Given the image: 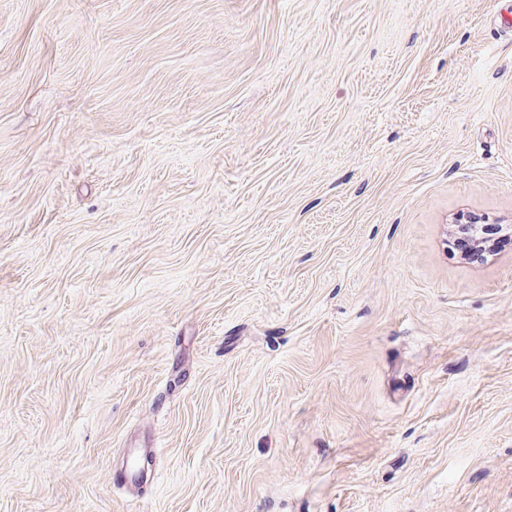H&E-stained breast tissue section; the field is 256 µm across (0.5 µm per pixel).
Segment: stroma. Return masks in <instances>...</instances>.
Here are the masks:
<instances>
[{"label": "stroma", "mask_w": 512, "mask_h": 512, "mask_svg": "<svg viewBox=\"0 0 512 512\" xmlns=\"http://www.w3.org/2000/svg\"><path fill=\"white\" fill-rule=\"evenodd\" d=\"M505 6L0 0V512H512Z\"/></svg>", "instance_id": "obj_1"}]
</instances>
